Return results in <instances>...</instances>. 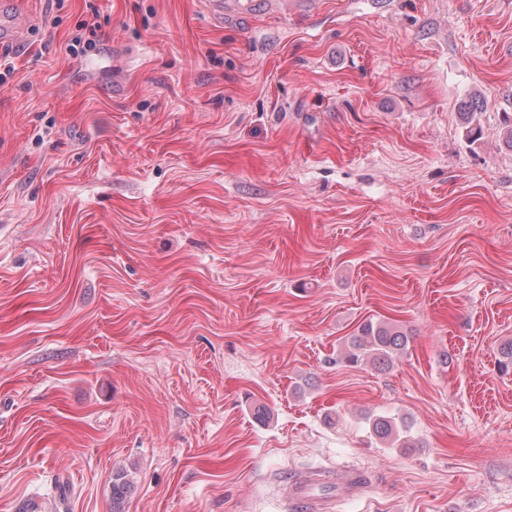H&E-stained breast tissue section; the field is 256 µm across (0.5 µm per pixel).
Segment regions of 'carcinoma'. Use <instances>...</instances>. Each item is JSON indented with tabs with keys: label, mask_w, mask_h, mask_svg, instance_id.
Instances as JSON below:
<instances>
[{
	"label": "carcinoma",
	"mask_w": 512,
	"mask_h": 512,
	"mask_svg": "<svg viewBox=\"0 0 512 512\" xmlns=\"http://www.w3.org/2000/svg\"><path fill=\"white\" fill-rule=\"evenodd\" d=\"M480 101L461 104L465 136L475 142L482 135ZM409 336L398 327L384 321L369 320L363 323L352 336L344 355V361L357 364L370 362L380 371L388 369L394 359L407 350ZM370 434L392 448H419L421 444L411 434V426L403 419L388 414L375 415L369 419ZM132 481L126 469L112 473V502L120 503L126 496Z\"/></svg>",
	"instance_id": "obj_1"
}]
</instances>
